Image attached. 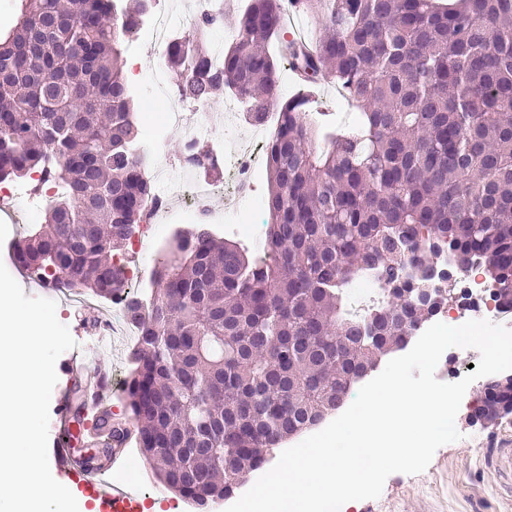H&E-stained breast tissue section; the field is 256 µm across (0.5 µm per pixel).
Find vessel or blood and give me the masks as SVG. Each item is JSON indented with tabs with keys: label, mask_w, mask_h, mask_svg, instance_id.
I'll use <instances>...</instances> for the list:
<instances>
[{
	"label": "vessel or blood",
	"mask_w": 512,
	"mask_h": 512,
	"mask_svg": "<svg viewBox=\"0 0 512 512\" xmlns=\"http://www.w3.org/2000/svg\"><path fill=\"white\" fill-rule=\"evenodd\" d=\"M87 370L95 378L94 388L83 401L84 414L96 418L107 391V375L97 364L90 360L82 362L68 360L64 366L66 374L78 370ZM70 400L61 396L56 401L58 421L54 427L53 446L48 451L50 462L57 471L65 475L72 488L87 497L95 512H140V494L138 487L128 481L115 478L114 473L123 466L122 455H114L110 469L100 471L77 466L71 449V427L69 420Z\"/></svg>",
	"instance_id": "obj_1"
}]
</instances>
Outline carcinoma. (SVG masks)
I'll return each instance as SVG.
<instances>
[{"instance_id":"cac0c4a2","label":"carcinoma","mask_w":512,"mask_h":512,"mask_svg":"<svg viewBox=\"0 0 512 512\" xmlns=\"http://www.w3.org/2000/svg\"><path fill=\"white\" fill-rule=\"evenodd\" d=\"M298 2L320 23L312 50L283 37L270 52L284 0H249L220 69L203 42L221 12L167 49L183 95L224 91L254 125L273 101L277 125L265 257L200 224L170 244L147 296L121 262L153 197L122 47L149 0H18L0 31V183L39 173L61 187L13 260L55 287L124 298L138 330L123 387L134 431L110 406L86 428L81 382L68 390L74 440L97 451L79 464L105 468L131 439L161 486L200 512L408 343L420 291L448 295L428 274L438 256L451 253L457 272L481 266L512 309V0ZM285 59L301 76L287 99ZM325 79L357 108L352 128L312 119ZM369 269L389 296L356 314L347 288ZM511 413L512 380L485 388L484 421Z\"/></svg>"}]
</instances>
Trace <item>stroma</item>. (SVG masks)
<instances>
[{
    "label": "stroma",
    "instance_id": "obj_1",
    "mask_svg": "<svg viewBox=\"0 0 512 512\" xmlns=\"http://www.w3.org/2000/svg\"><path fill=\"white\" fill-rule=\"evenodd\" d=\"M199 175L215 185L209 199L216 216L212 230L246 246H255L259 232H244L241 225L222 219L236 202L224 190L225 164H218L213 170H200ZM19 230V225L0 212V262L9 264L10 274L25 295L54 300L57 318L68 326L78 350L97 357L113 381L123 383L131 369L136 337L116 334L110 343H100L98 331L112 315L109 303L98 301V319L81 317L69 306L71 292L42 287L40 281L11 266L9 248L17 240ZM483 395L482 381L473 382L456 417L460 440L440 447L424 472L389 476L378 498L356 502L347 512H512V414L492 424L473 422L472 410Z\"/></svg>",
    "mask_w": 512,
    "mask_h": 512
}]
</instances>
